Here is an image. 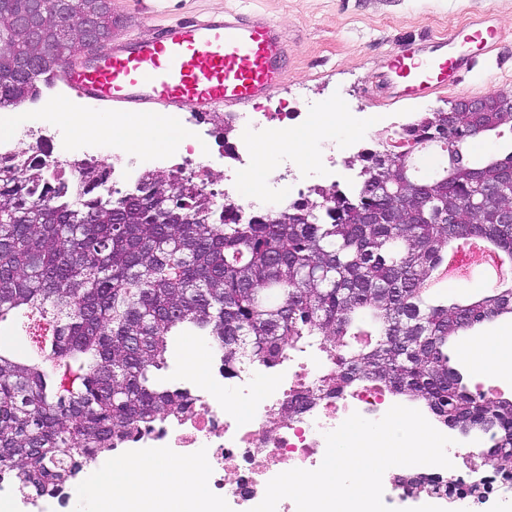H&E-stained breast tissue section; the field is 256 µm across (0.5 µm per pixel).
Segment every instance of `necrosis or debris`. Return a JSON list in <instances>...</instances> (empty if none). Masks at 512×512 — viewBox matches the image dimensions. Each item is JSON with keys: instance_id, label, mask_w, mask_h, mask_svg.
I'll use <instances>...</instances> for the list:
<instances>
[{"instance_id": "1", "label": "necrosis or debris", "mask_w": 512, "mask_h": 512, "mask_svg": "<svg viewBox=\"0 0 512 512\" xmlns=\"http://www.w3.org/2000/svg\"><path fill=\"white\" fill-rule=\"evenodd\" d=\"M287 124L276 121L272 112H234L232 123L253 130L254 137L226 144L213 151L202 118H185L183 139L161 153L133 154L122 143L103 146L98 140L62 134L61 125L45 121L28 129L14 126L0 137V165L18 167L40 158L49 175H69L77 163L103 168L109 179L132 190L142 174L155 166L209 181L213 155L226 158L224 181L237 184L241 174L254 168L256 141L283 130L295 131L312 124L310 112H291ZM263 191L241 198L239 207L262 212L291 203L307 173L285 160L266 168ZM322 363L309 357L292 358L277 370L262 365L246 366L234 375H225L221 364H213L204 376L188 373L182 384L193 399L190 413L164 421L143 431L130 442V454L151 451L179 463L201 461L203 479L214 499L241 505L264 495L267 483L279 474L283 463L314 470L324 458L325 435L340 426L352 413L376 421L393 406L392 395L378 384H364L356 390L330 395L292 417L281 410L299 387L316 381ZM487 435L460 439L451 445V467L421 465L419 475L447 485L449 479L463 478V463L471 461L479 449L493 447Z\"/></svg>"}]
</instances>
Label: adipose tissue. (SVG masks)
I'll list each match as a JSON object with an SVG mask.
<instances>
[{"mask_svg":"<svg viewBox=\"0 0 512 512\" xmlns=\"http://www.w3.org/2000/svg\"><path fill=\"white\" fill-rule=\"evenodd\" d=\"M66 118L79 134L117 139L138 153L170 145L182 135L174 117L164 113L132 118L115 112H70ZM312 139L309 132L276 134L258 145V164L266 166L281 153L311 162ZM463 351L478 369L512 378L511 335L484 336L466 343ZM84 492L88 512H219L208 499L200 465L183 466L164 457L116 460L111 468L91 470Z\"/></svg>","mask_w":512,"mask_h":512,"instance_id":"ef3b65f1","label":"adipose tissue"}]
</instances>
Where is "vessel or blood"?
Listing matches in <instances>:
<instances>
[{
	"label": "vessel or blood",
	"mask_w": 512,
	"mask_h": 512,
	"mask_svg": "<svg viewBox=\"0 0 512 512\" xmlns=\"http://www.w3.org/2000/svg\"><path fill=\"white\" fill-rule=\"evenodd\" d=\"M466 30L475 51L455 50L454 31L397 44L378 68L375 93L417 99L459 85L500 39L498 24L485 15L471 18ZM285 72L280 26L225 11L177 20L146 38L113 34L104 46L69 57L58 77L80 98L122 112L174 115L188 106L205 116L271 99Z\"/></svg>",
	"instance_id": "obj_1"
}]
</instances>
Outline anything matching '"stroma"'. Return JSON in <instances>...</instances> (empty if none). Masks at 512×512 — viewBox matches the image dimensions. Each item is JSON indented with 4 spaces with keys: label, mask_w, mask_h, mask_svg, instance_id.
<instances>
[{
    "label": "stroma",
    "mask_w": 512,
    "mask_h": 512,
    "mask_svg": "<svg viewBox=\"0 0 512 512\" xmlns=\"http://www.w3.org/2000/svg\"><path fill=\"white\" fill-rule=\"evenodd\" d=\"M128 19L127 33L143 37L161 25L189 16L236 10L278 23L288 48L286 77L265 107L305 99L328 108L343 99L367 125L357 135L367 148L389 142L391 115L417 119L448 103L478 99L495 92L512 93V0H112ZM490 14L503 27L500 52L467 76L459 86L424 99L384 102L368 86L382 56L397 43L463 28L471 17Z\"/></svg>",
    "instance_id": "35a3bbf8"
}]
</instances>
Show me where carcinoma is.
Returning <instances> with one entry per match:
<instances>
[{"label":"carcinoma","mask_w":512,"mask_h":512,"mask_svg":"<svg viewBox=\"0 0 512 512\" xmlns=\"http://www.w3.org/2000/svg\"><path fill=\"white\" fill-rule=\"evenodd\" d=\"M0 0V108L36 99L69 54L112 38V0ZM512 112H425L403 145L369 150L359 190L319 186L245 217L189 176L149 170L135 194L100 193V171L45 178L42 160L0 166V324L23 312L54 327L44 361L0 343V475L26 496L55 497L84 466L141 428L189 411L188 392L154 377L169 337L203 336L224 372L274 366L315 347L333 361L288 412L376 382L425 405L450 430L512 438V398L484 401L449 365L448 340L512 316V287L448 303L428 282L448 241L482 238L512 254V150L470 160L477 139ZM446 164L420 175L415 154ZM79 180L78 193L73 180ZM512 472V445L484 448Z\"/></svg>","instance_id":"obj_1"}]
</instances>
